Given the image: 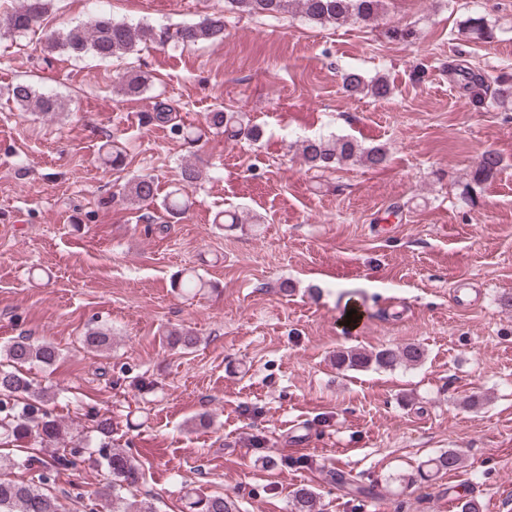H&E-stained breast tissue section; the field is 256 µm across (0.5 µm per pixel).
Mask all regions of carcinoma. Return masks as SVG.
Returning <instances> with one entry per match:
<instances>
[{
  "label": "carcinoma",
  "instance_id": "cac0c4a2",
  "mask_svg": "<svg viewBox=\"0 0 512 512\" xmlns=\"http://www.w3.org/2000/svg\"><path fill=\"white\" fill-rule=\"evenodd\" d=\"M231 8L242 13L260 16L299 14L315 25L359 23L378 27L387 15L391 0H225ZM52 0H21L19 7L5 13L12 25V34H25L40 27L48 13ZM463 26L476 38H496V27L484 15L473 11L463 20ZM383 35L392 42L413 44L417 39L414 27L393 25L383 29ZM224 40V15L208 16L195 23H185L172 29H156L149 25L115 21L110 17L97 16L83 25L59 31L47 43L48 51L72 56L91 54L101 60L121 58L140 51L151 42L162 46H188L201 42L220 43ZM448 74L457 84L462 98L476 112L490 107L512 105V72H503L489 78L463 58L448 64ZM150 78L143 71L127 72L119 77V91L130 98L143 95L149 88ZM343 89L354 96L364 94L374 100H385L393 93V85L384 74L370 79L357 70L341 74ZM13 100L24 110L40 114H53L62 103L53 95L39 93L26 83L11 88ZM149 124L168 126L179 131L180 138L189 146L202 139L203 132L193 124L178 119L176 110L169 104L158 102L153 111L145 113ZM207 127L228 140L247 139L258 141L262 136L259 127L250 124L240 112L217 109L206 116ZM304 164L311 168L331 170L343 164H359L376 168L386 162V149L381 146L364 147L348 136H319L307 138L298 145ZM501 158L492 150L481 153L471 170V181L482 184L491 180L499 170ZM201 179L200 170L192 163L181 167L179 183L162 199L161 206L174 219L190 207L188 188ZM122 199L132 204L156 202L154 179L145 175L125 184ZM172 287L191 292L206 287L200 277L191 273L172 281ZM170 344L184 351L194 349L198 337L189 331L169 333ZM85 344L98 352L112 348V333L104 328H92L85 335ZM5 362H0V436L12 442L38 443L45 456L24 451L22 455L0 457L3 466L20 471H34L37 479L0 478V512H61L59 496L51 484L61 473L72 470L80 462H90L103 473L102 489L88 498L84 504L87 512H156L149 501L138 499L134 488L143 478L133 457L124 448L112 447V418L102 416L96 420L99 445L96 455L84 456L83 443L68 435L64 423L47 408L55 393L48 386L33 382L24 368L39 365L51 367L60 358L56 346L46 341H34L28 336L12 340L4 349ZM425 357L417 344L381 349L375 353L346 350L336 353V365L340 368L357 369L375 365L379 368L395 366L413 367ZM462 458L454 450L439 456L436 467L454 471ZM294 512H320L319 497L310 487L302 486L293 491ZM192 512H233L232 503L222 495L198 498L189 502Z\"/></svg>",
  "mask_w": 512,
  "mask_h": 512
}]
</instances>
